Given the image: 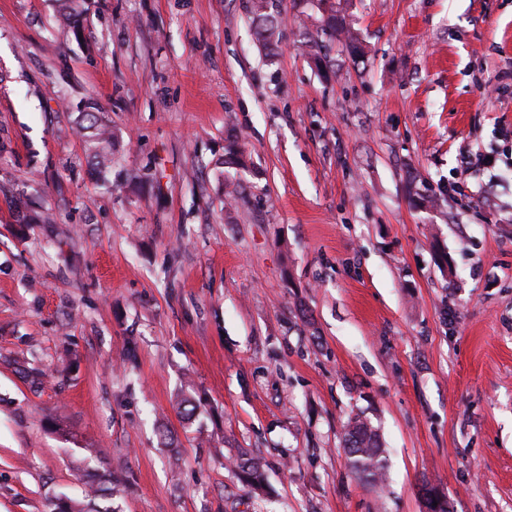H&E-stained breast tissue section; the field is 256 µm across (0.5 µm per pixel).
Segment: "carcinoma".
<instances>
[{
  "label": "carcinoma",
  "instance_id": "1",
  "mask_svg": "<svg viewBox=\"0 0 512 512\" xmlns=\"http://www.w3.org/2000/svg\"><path fill=\"white\" fill-rule=\"evenodd\" d=\"M280 0H252L251 13L257 28L259 41L264 49L273 52L280 42V29L277 19ZM320 17L314 19L316 37L309 40L311 48L318 53H325L329 44L339 40L345 43L353 63L363 59L365 51L358 37L350 32L336 14V4L332 0H317ZM85 113L89 125L87 143L93 158L101 169L108 168L112 155V133L106 129L97 116L98 103L87 100ZM344 447L347 450L349 465L357 478L372 484H382L386 480L387 456L382 448L377 431L366 419L357 415L350 419L344 434ZM241 479L250 487H257L262 482V473L257 462H244L239 465Z\"/></svg>",
  "mask_w": 512,
  "mask_h": 512
}]
</instances>
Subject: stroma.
Returning a JSON list of instances; mask_svg holds the SVG:
<instances>
[{
	"label": "stroma",
	"instance_id": "35a3bbf8",
	"mask_svg": "<svg viewBox=\"0 0 512 512\" xmlns=\"http://www.w3.org/2000/svg\"><path fill=\"white\" fill-rule=\"evenodd\" d=\"M340 2L0 0V512H512V0ZM280 0H253L251 13L257 28L259 41L264 49L274 52L280 42V29L277 19ZM320 17L314 19L316 38L309 40L310 47L316 54L322 53L326 57L329 43L344 41L348 54L354 64L363 59L365 51L358 37L350 32L342 23V19L336 14V4L331 0H316ZM327 42V43H326ZM88 112H85L86 119L89 121V125L83 127L89 134L87 135V143L89 150L91 151L93 158L98 162L99 167L104 170L108 168V163L111 162L110 156L112 155V133L106 129L102 120L98 118L97 114L100 107L98 103L93 99L89 98L85 105ZM352 472L369 484H382L386 480L387 456L377 431L366 419L357 415L350 419L344 434Z\"/></svg>",
	"mask_w": 512,
	"mask_h": 512
}]
</instances>
